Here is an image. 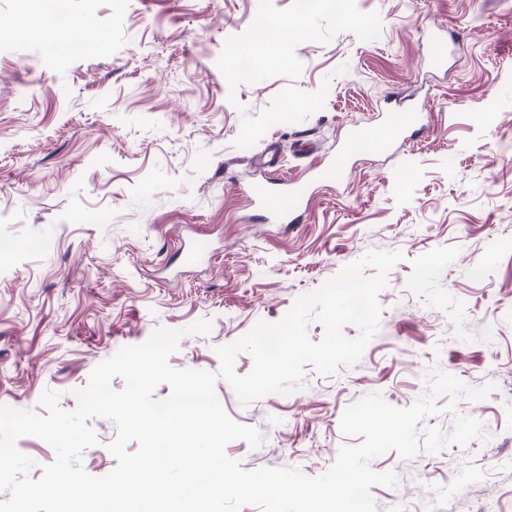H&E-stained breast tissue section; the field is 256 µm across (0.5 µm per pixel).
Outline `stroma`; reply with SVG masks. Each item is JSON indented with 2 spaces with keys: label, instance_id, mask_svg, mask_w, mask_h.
Returning a JSON list of instances; mask_svg holds the SVG:
<instances>
[{
  "label": "stroma",
  "instance_id": "35a3bbf8",
  "mask_svg": "<svg viewBox=\"0 0 512 512\" xmlns=\"http://www.w3.org/2000/svg\"><path fill=\"white\" fill-rule=\"evenodd\" d=\"M356 2L378 13V39L302 42L296 79L234 90L217 59L259 0H68L90 44L81 56L0 38V405L41 414L54 391L74 409L97 364L159 326L185 332L172 367L217 371V347L280 321L368 251H398L356 363L307 369L303 390L246 405L217 381L226 413L262 436L226 453L246 470L320 475L348 442V406L377 393L409 407L435 367L493 390L439 398L423 427L448 434L468 416L483 436L374 458L397 476L372 487L376 512H512V0ZM290 85L327 86L323 108L236 147L243 116ZM394 96L424 133L347 151L355 130L396 120ZM262 154L279 178L309 183L301 223L278 220L287 195L252 204ZM201 238L207 254L185 262ZM200 320L209 332L188 333ZM90 425L82 465L102 477L117 428Z\"/></svg>",
  "mask_w": 512,
  "mask_h": 512
}]
</instances>
